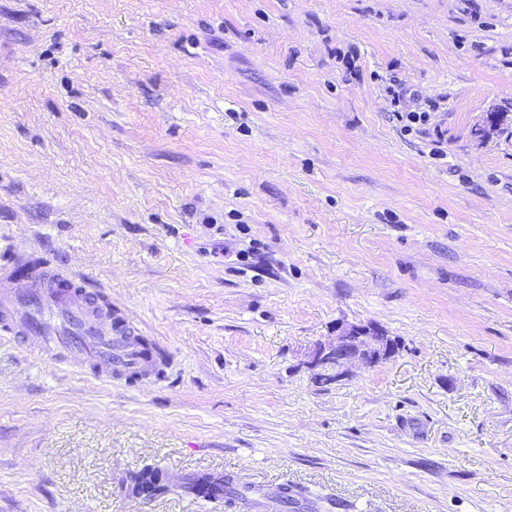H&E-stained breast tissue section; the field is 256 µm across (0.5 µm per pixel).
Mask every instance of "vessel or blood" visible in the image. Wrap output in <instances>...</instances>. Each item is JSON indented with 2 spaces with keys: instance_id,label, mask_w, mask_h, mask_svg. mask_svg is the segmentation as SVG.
I'll list each match as a JSON object with an SVG mask.
<instances>
[{
  "instance_id": "vessel-or-blood-1",
  "label": "vessel or blood",
  "mask_w": 512,
  "mask_h": 512,
  "mask_svg": "<svg viewBox=\"0 0 512 512\" xmlns=\"http://www.w3.org/2000/svg\"><path fill=\"white\" fill-rule=\"evenodd\" d=\"M0 331L29 337L45 358L93 372L106 367L107 378L118 382L161 371L155 347L127 319L103 322L85 281L46 264L31 266L21 278L14 261L0 258Z\"/></svg>"
}]
</instances>
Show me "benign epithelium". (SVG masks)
<instances>
[{
    "label": "benign epithelium",
    "instance_id": "benign-epithelium-1",
    "mask_svg": "<svg viewBox=\"0 0 512 512\" xmlns=\"http://www.w3.org/2000/svg\"><path fill=\"white\" fill-rule=\"evenodd\" d=\"M389 354V342L377 341L367 335L360 326L340 327L336 337L329 343L317 344L309 354L308 364L313 369L329 371L338 369L329 380H339L342 376L340 369L349 361L361 359L367 364L379 362V358Z\"/></svg>",
    "mask_w": 512,
    "mask_h": 512
}]
</instances>
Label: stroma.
<instances>
[{
  "label": "stroma",
  "instance_id": "obj_1",
  "mask_svg": "<svg viewBox=\"0 0 512 512\" xmlns=\"http://www.w3.org/2000/svg\"><path fill=\"white\" fill-rule=\"evenodd\" d=\"M2 253L164 366L0 333V512H228L132 505L146 465L288 512H512V0H0ZM341 325L398 348L323 382Z\"/></svg>",
  "mask_w": 512,
  "mask_h": 512
}]
</instances>
